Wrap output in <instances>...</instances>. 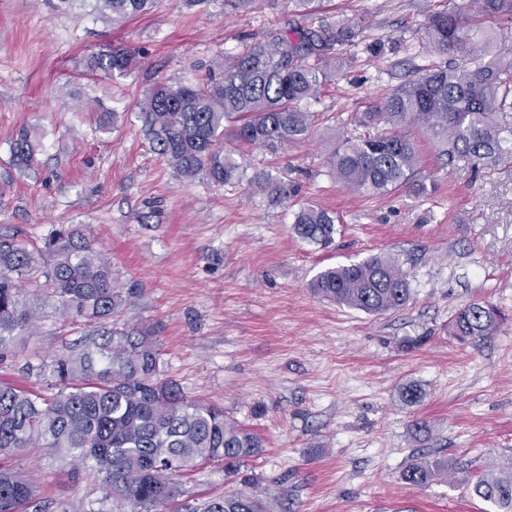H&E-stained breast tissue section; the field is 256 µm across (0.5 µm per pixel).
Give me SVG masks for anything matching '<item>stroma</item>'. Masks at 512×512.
<instances>
[{"mask_svg":"<svg viewBox=\"0 0 512 512\" xmlns=\"http://www.w3.org/2000/svg\"><path fill=\"white\" fill-rule=\"evenodd\" d=\"M466 2L323 0L304 16L289 0L240 14L223 0H157L116 22L86 5L61 13L47 0H0V234L40 244L60 225H90L116 273L144 290L128 319L162 324L166 375L264 441L236 477L217 461L179 477L182 500L245 492L268 512H495L472 487L512 463V163H449L422 137L413 180L384 194L341 188L327 165L341 139L363 134L357 113L416 71L447 67L425 23ZM354 19L356 43L310 103L316 127L305 142L241 147L242 177L224 185L181 179L151 150L138 112L157 83L205 78L249 38ZM115 47L136 56L126 77L80 78L91 54ZM112 111V129L95 132L98 113ZM26 125L43 138L37 166L22 173L10 140ZM261 172L295 182L296 202L260 193ZM299 202L336 214L330 249L294 234ZM378 254L408 273L404 307L370 314L310 292L325 267ZM476 300L502 320L491 336L460 341L449 322ZM86 331L46 317L0 362V381L45 390L22 365L64 353ZM410 386L420 394L412 405L402 398ZM419 419L427 433L416 432ZM414 463L448 474L416 486L404 478ZM0 466L38 482L46 502L118 512L93 475L73 476L48 449Z\"/></svg>","mask_w":512,"mask_h":512,"instance_id":"stroma-1","label":"stroma"}]
</instances>
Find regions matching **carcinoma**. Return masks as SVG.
I'll return each instance as SVG.
<instances>
[{
	"label": "carcinoma",
	"instance_id": "carcinoma-1",
	"mask_svg": "<svg viewBox=\"0 0 512 512\" xmlns=\"http://www.w3.org/2000/svg\"><path fill=\"white\" fill-rule=\"evenodd\" d=\"M154 0H95L93 11L128 19L150 11ZM512 22V0H469L455 12H435L426 24L430 44L460 62L419 75L358 116L366 128L388 130L340 141L329 160L336 182L361 191L389 192L407 184L419 163V146L408 127L420 129L453 161L512 159V134L495 120L512 111V49L501 30L482 20ZM356 25L320 23L294 28L274 42H254L224 60L219 75L195 83H158L140 104L139 118L155 153L185 180L204 177L224 184L240 177L233 157L241 144L276 150L307 139L314 115L304 105L332 81L342 49L354 43ZM126 49L102 51L86 61L87 74L111 79L134 66ZM39 141L28 127L10 141L13 165L34 167ZM272 199L295 189L268 176L254 177ZM336 216L301 205L293 230L302 241L328 247ZM38 288L30 299L27 286ZM319 297L379 314L410 298L407 273L389 255L330 266L311 281ZM143 296L122 281L83 224H65L38 249L0 235V361L43 313L41 300L64 318L92 326L78 349L34 365L28 375L54 392H25L0 383V458L23 448H48L75 469L97 473L104 499L131 512H163L180 495L176 478L201 463L221 460L227 476L263 452L254 432L224 418V409L193 399L165 377L155 325L121 321ZM501 316L482 301L459 308L449 327L460 339L492 335ZM439 469L412 464L405 479L418 486ZM473 493L512 512V467L484 473ZM0 512H47L41 490L28 477L0 471ZM177 512H267L266 503L243 493L188 501Z\"/></svg>",
	"mask_w": 512,
	"mask_h": 512
}]
</instances>
